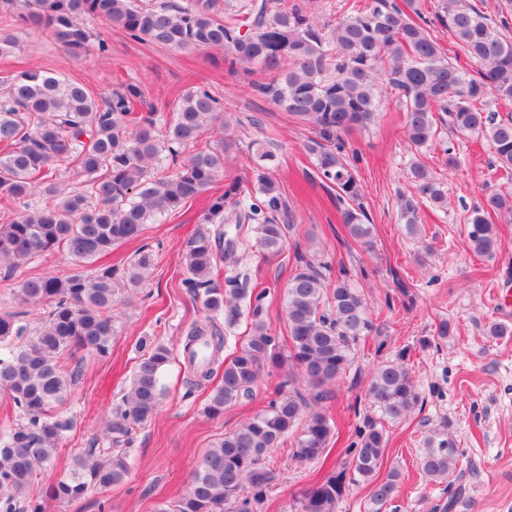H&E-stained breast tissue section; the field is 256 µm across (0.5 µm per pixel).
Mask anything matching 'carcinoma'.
<instances>
[{
  "label": "carcinoma",
  "mask_w": 512,
  "mask_h": 512,
  "mask_svg": "<svg viewBox=\"0 0 512 512\" xmlns=\"http://www.w3.org/2000/svg\"><path fill=\"white\" fill-rule=\"evenodd\" d=\"M493 15L468 0H438L431 17L420 0H354L333 21H316L290 0H0V57L20 49L13 22L43 28L70 56L89 51L87 20L118 27L148 45L218 49L232 72L258 68L269 80L253 85L279 110L328 134L306 152L316 176L336 190L349 236L369 248L370 224L361 185L338 133L370 125L381 111L378 86L397 93L405 112L404 139L415 151L410 186L399 195L406 233L421 236L419 209L442 210L448 196L420 158L443 128L478 136L490 145L498 167L512 169V118L497 119L495 99L512 104V0H499ZM448 33L450 48L434 30ZM162 118L143 87L122 81L97 99L83 85L38 69L0 77V197L22 203L18 216L0 224V265L15 270L66 251L76 268L65 275L25 280L20 309L0 312V393L14 417L0 431V512H45V500L73 503L93 487L109 488L130 471L137 430L151 421L165 395L163 375L174 359L156 343L140 356L127 392L112 406L104 436L108 447L85 449L46 490L38 475L56 459L73 419L56 413L77 384L79 369L65 361L84 352L106 354L116 334L112 309L120 292L136 291L150 277L153 250L143 245L124 267L100 264L112 249L141 237L155 224L206 193L224 175L231 138L197 147L215 128L229 130L224 99L196 87L182 94ZM276 159L260 147L251 158L253 179L224 184L212 197L186 250L182 287L201 299L203 321L183 343L185 395L211 387L206 413L250 400L265 370L285 374L267 404L201 455L187 491L157 512H266L276 480L273 453L289 445L290 460H319L334 434L323 407L336 381L347 374L358 345L380 335L363 293L342 268L316 257H298L284 295L288 347L265 319V293L239 285L219 270L239 262L242 224L258 226L257 250L278 255L294 225L279 184L269 175ZM74 169L82 185L57 178ZM512 213V195L489 191L468 215L467 242L479 257L501 247L492 217ZM45 307L30 330L23 307ZM250 332L224 357L226 331L242 316ZM366 397L380 412L364 417L344 449L348 465L304 490L294 512H337L351 482L372 484L370 512H382L398 493L401 473L380 475L388 445L385 424L400 422L423 405L406 354L376 366ZM420 469L428 482L448 478L463 456L448 425L422 439Z\"/></svg>",
  "instance_id": "obj_1"
}]
</instances>
